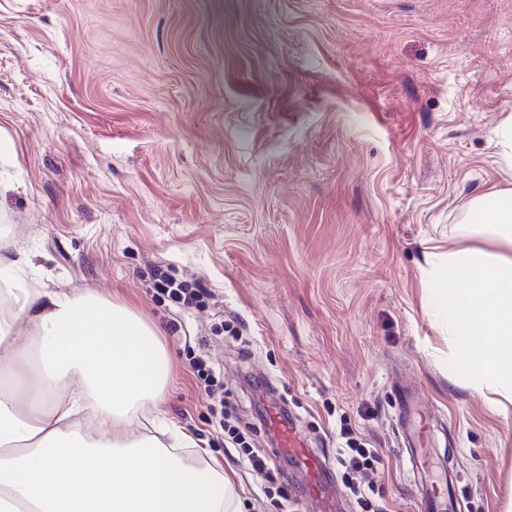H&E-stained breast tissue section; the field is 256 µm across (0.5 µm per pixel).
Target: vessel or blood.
Listing matches in <instances>:
<instances>
[{"label":"vessel or blood","instance_id":"obj_1","mask_svg":"<svg viewBox=\"0 0 512 512\" xmlns=\"http://www.w3.org/2000/svg\"><path fill=\"white\" fill-rule=\"evenodd\" d=\"M399 408L397 424L404 435L406 473L411 482L421 484L419 512H458V503L449 481L430 480L436 458L431 446L429 408L412 386H398ZM269 425L276 432L280 451L299 460L308 478L309 495L320 504L322 512H335L336 501L331 489L324 483L325 463L320 456L306 448L296 428L283 425L278 411H270Z\"/></svg>","mask_w":512,"mask_h":512}]
</instances>
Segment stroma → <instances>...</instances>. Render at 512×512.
<instances>
[{
  "mask_svg": "<svg viewBox=\"0 0 512 512\" xmlns=\"http://www.w3.org/2000/svg\"><path fill=\"white\" fill-rule=\"evenodd\" d=\"M512 0H0V236L39 288H97L156 326L167 420L219 460L241 512H312L248 382L334 460L380 461L418 512L394 389L417 387L458 452L460 512L512 507V409L445 365L430 277L498 245L470 201L512 188ZM201 306L159 300L157 272ZM276 466L271 494L225 447L191 365ZM348 435L340 429V436L346 441L343 446L336 448V469L345 480L356 473H367L380 460L374 448H364L357 439Z\"/></svg>",
  "mask_w": 512,
  "mask_h": 512,
  "instance_id": "stroma-1",
  "label": "stroma"
}]
</instances>
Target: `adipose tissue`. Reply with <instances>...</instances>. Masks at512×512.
I'll list each match as a JSON object with an SVG mask.
<instances>
[{
	"label": "adipose tissue",
	"mask_w": 512,
	"mask_h": 512,
	"mask_svg": "<svg viewBox=\"0 0 512 512\" xmlns=\"http://www.w3.org/2000/svg\"><path fill=\"white\" fill-rule=\"evenodd\" d=\"M34 266L0 238V512H240L219 464L170 451L187 435L135 431L166 387L158 331L93 289L29 287Z\"/></svg>",
	"instance_id": "1"
}]
</instances>
